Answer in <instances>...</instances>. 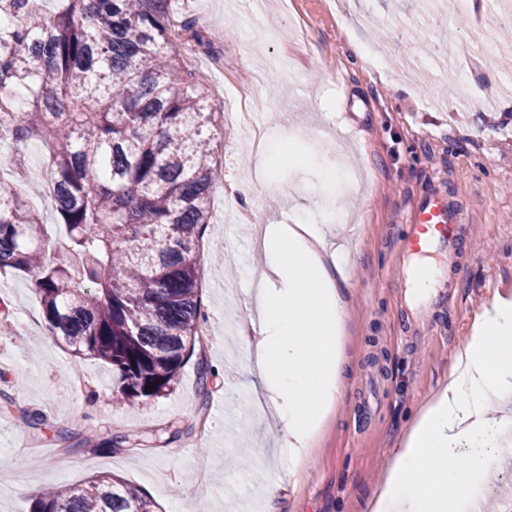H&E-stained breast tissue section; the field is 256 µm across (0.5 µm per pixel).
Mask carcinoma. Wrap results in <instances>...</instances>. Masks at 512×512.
I'll return each instance as SVG.
<instances>
[{
    "label": "carcinoma",
    "mask_w": 512,
    "mask_h": 512,
    "mask_svg": "<svg viewBox=\"0 0 512 512\" xmlns=\"http://www.w3.org/2000/svg\"><path fill=\"white\" fill-rule=\"evenodd\" d=\"M0 0V139L25 167L41 143L48 228L22 188L0 181V269L30 274L46 327L75 356L112 365V400L168 394L194 354L218 170L209 85L180 32L176 0ZM29 512H155L112 475L35 497Z\"/></svg>",
    "instance_id": "obj_1"
}]
</instances>
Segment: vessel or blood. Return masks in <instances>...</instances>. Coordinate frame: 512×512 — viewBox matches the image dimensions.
Returning a JSON list of instances; mask_svg holds the SVG:
<instances>
[{"label":"vessel or blood","mask_w":512,"mask_h":512,"mask_svg":"<svg viewBox=\"0 0 512 512\" xmlns=\"http://www.w3.org/2000/svg\"><path fill=\"white\" fill-rule=\"evenodd\" d=\"M463 220L459 208L446 195L434 190L420 197L412 210L410 230L401 243L408 254H422L438 246L451 244L456 227Z\"/></svg>","instance_id":"vessel-or-blood-1"}]
</instances>
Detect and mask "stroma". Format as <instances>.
<instances>
[{"label": "stroma", "mask_w": 512, "mask_h": 512, "mask_svg": "<svg viewBox=\"0 0 512 512\" xmlns=\"http://www.w3.org/2000/svg\"><path fill=\"white\" fill-rule=\"evenodd\" d=\"M212 41L191 61L239 120L218 148L223 186L214 187L203 247L202 300L211 338L208 397L197 358L176 388L146 406L118 407L110 364L67 352L46 329L30 277L0 271V321L29 312L26 329L0 334V512H27L31 486L65 487L96 475L122 478L161 512H367L366 505L415 405L448 373L455 348L498 294L512 293V68L501 55L449 66L448 54L476 29L497 37L506 20L465 0H177ZM385 30L403 68L352 58L357 39L377 48ZM494 88L495 105L448 106V84ZM272 130L295 160L251 198L230 183L260 165L242 130ZM333 152L328 171L317 160ZM442 190L464 216L452 248L428 255L432 288L416 294L415 262L400 241L414 202ZM342 243L347 350L344 397L298 473L274 444L275 425L253 407L260 382L239 324L264 265L261 227L290 224L294 207ZM252 209V222L238 218ZM87 380L72 387L73 374ZM41 412L46 420L28 425ZM130 441L112 452H67L59 439ZM277 486L274 498L262 495Z\"/></svg>", "instance_id": "1"}]
</instances>
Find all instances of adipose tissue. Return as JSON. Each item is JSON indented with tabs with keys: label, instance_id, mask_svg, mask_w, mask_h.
I'll return each mask as SVG.
<instances>
[{
	"label": "adipose tissue",
	"instance_id": "1",
	"mask_svg": "<svg viewBox=\"0 0 512 512\" xmlns=\"http://www.w3.org/2000/svg\"><path fill=\"white\" fill-rule=\"evenodd\" d=\"M252 345L281 447L299 466L343 395L347 260L314 224H270ZM465 456V467L451 460ZM512 456V296H496L455 351L447 377L417 406L368 512H504L481 486Z\"/></svg>",
	"mask_w": 512,
	"mask_h": 512
}]
</instances>
